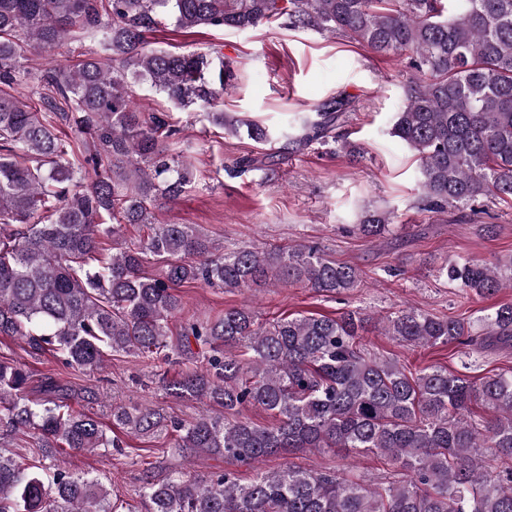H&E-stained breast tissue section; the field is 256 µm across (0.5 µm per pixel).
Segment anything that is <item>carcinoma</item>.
<instances>
[{"label":"carcinoma","mask_w":512,"mask_h":512,"mask_svg":"<svg viewBox=\"0 0 512 512\" xmlns=\"http://www.w3.org/2000/svg\"><path fill=\"white\" fill-rule=\"evenodd\" d=\"M177 29L245 31L280 22L287 29L341 33L374 53L408 60L414 79L390 134L419 162L423 210L483 212L512 208V0H0V336L35 352L53 351L67 368H103L109 352L160 356L193 353L199 365L170 379V394L224 408L192 422L136 406H112V423L134 435L169 432L172 454L219 455L256 469L240 483L226 469L205 480L174 465L140 492L142 512H512V368L471 379L443 366L407 375L391 357L365 350L373 317L288 316L263 323L248 304L215 320L182 323L176 289L228 290L262 282L342 294L362 283L360 270L328 259L316 246L242 245L216 253L192 224H156L153 209L192 187L191 157L170 153L179 129L164 113L143 112L135 87L146 85L176 107L202 111L212 125L257 144L285 139L301 150L335 144L357 153L336 122L348 101L334 97L276 133L217 108L236 73L220 54L150 47L163 22ZM99 51L72 68L33 71L31 46L52 48L81 36ZM74 129L69 154L61 126ZM391 213L367 211L366 237L392 231ZM150 226L137 242L129 226ZM112 254H100L101 239ZM160 264L147 276L146 258ZM481 297L512 288L507 265L475 260L441 269ZM485 335L512 341V302L481 318ZM400 345L457 343L465 357L482 341L463 319L415 308L381 319ZM28 373L0 358V426L30 436L50 457L121 448L103 424L71 408L47 378L43 397L27 391ZM483 416L474 419L473 406ZM268 412L270 427L239 418ZM299 448L346 450L388 460L390 472L365 483L338 472L285 466L264 472L267 456ZM96 478L36 465L0 448V512H123Z\"/></svg>","instance_id":"cac0c4a2"}]
</instances>
